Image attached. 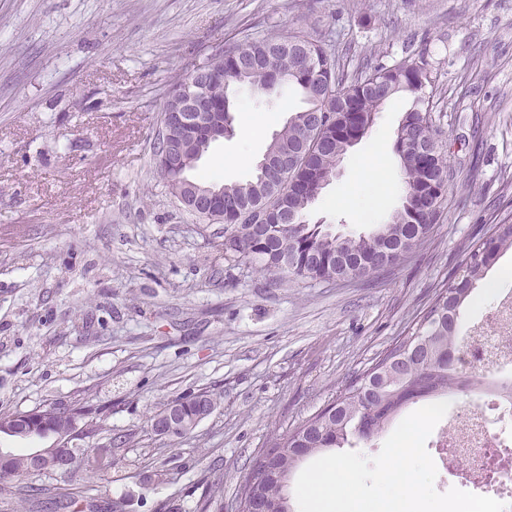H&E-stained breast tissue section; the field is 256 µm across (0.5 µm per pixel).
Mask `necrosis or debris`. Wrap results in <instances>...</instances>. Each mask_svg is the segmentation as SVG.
Segmentation results:
<instances>
[{
    "mask_svg": "<svg viewBox=\"0 0 512 512\" xmlns=\"http://www.w3.org/2000/svg\"><path fill=\"white\" fill-rule=\"evenodd\" d=\"M458 367L476 382L447 411L430 445L470 493L512 504V295L462 337Z\"/></svg>",
    "mask_w": 512,
    "mask_h": 512,
    "instance_id": "4bbe7bcc",
    "label": "necrosis or debris"
}]
</instances>
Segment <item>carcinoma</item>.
<instances>
[{"label": "carcinoma", "instance_id": "1", "mask_svg": "<svg viewBox=\"0 0 512 512\" xmlns=\"http://www.w3.org/2000/svg\"><path fill=\"white\" fill-rule=\"evenodd\" d=\"M210 69L211 111L224 114V133L234 132L235 92L243 85L253 93H267L266 78L280 76L279 87H297L308 112L322 114L309 127L303 112L292 114L272 136L267 152L287 156L285 170L255 168L242 182L201 183L222 189L224 210L209 219L224 224V260L257 265L281 279L352 281L386 255L397 265L426 240L448 193L451 176L442 131L435 128L430 95L432 69L424 55L391 65L377 63L348 70L321 41L302 31L263 37L232 38ZM400 93L412 96L395 132V152L401 175V205L386 224L367 233L339 234L312 224L309 210L319 199L316 188L345 155L374 127L379 112ZM512 249V223L493 224L470 245L459 270L436 295L416 328L357 374L332 402L300 426L276 436L255 460L240 490V502L257 497L295 512L287 483L308 457L334 448H350L385 432L407 407L437 400L450 391L467 392V379L457 369L458 334L462 308L478 282ZM182 416L199 414V395L180 398ZM44 452L74 464L85 449L70 443ZM34 475L29 454L0 457V495L13 508L44 494L27 486ZM92 488L83 490L89 512H121L120 501L103 503Z\"/></svg>", "mask_w": 512, "mask_h": 512}]
</instances>
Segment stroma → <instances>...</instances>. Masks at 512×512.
I'll list each match as a JSON object with an SVG mask.
<instances>
[{
  "mask_svg": "<svg viewBox=\"0 0 512 512\" xmlns=\"http://www.w3.org/2000/svg\"><path fill=\"white\" fill-rule=\"evenodd\" d=\"M299 28L349 67L425 53L454 185L422 246L372 279L279 280L224 259V226L173 197L154 160L165 93L226 41ZM394 98L343 159L311 221L363 233L367 172L398 181ZM305 106L238 93L253 137L213 143L189 178H250ZM361 198L351 207L347 196ZM512 219V0H0V413L80 404L87 455L37 483L93 487L123 512H235L273 435L298 427L406 336L480 229ZM462 328L512 291V250ZM206 391L188 435L149 418Z\"/></svg>",
  "mask_w": 512,
  "mask_h": 512,
  "instance_id": "35a3bbf8",
  "label": "stroma"
}]
</instances>
